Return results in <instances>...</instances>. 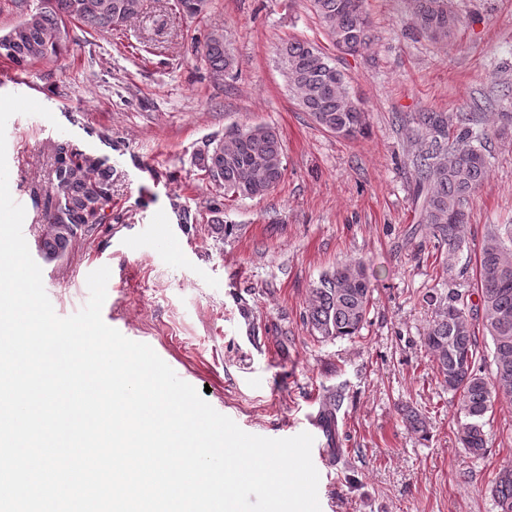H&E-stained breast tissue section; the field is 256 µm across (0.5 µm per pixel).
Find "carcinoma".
<instances>
[{
    "instance_id": "carcinoma-1",
    "label": "carcinoma",
    "mask_w": 512,
    "mask_h": 512,
    "mask_svg": "<svg viewBox=\"0 0 512 512\" xmlns=\"http://www.w3.org/2000/svg\"><path fill=\"white\" fill-rule=\"evenodd\" d=\"M414 28L444 41L456 24L448 0H405ZM313 8L336 50L365 51L372 41V23L364 0H313ZM142 0H40L20 22L0 36V59L19 67L57 56L69 43V24L110 31L138 17ZM288 89L302 111L324 130L351 137L367 128V113L352 95L349 82L322 50L301 40L277 47ZM201 59L214 80L232 78L237 63L224 34L209 33ZM450 117L422 112L418 124L431 134L415 156L420 223L445 250L448 263L464 248L466 206L489 175L480 146L485 130L477 129L475 112L457 116V133L449 136ZM196 166L217 188L232 197L267 194L285 171L277 132L256 125L235 134L226 145L212 142L199 150ZM57 201L45 214L38 241L44 258L66 254L77 229L96 221L108 201L111 172L91 157L59 153L55 162ZM478 303L469 305L459 291L433 295L435 316L423 339L443 386L458 395V438L463 448L480 458L486 451L487 416L495 400L512 399V224H488L475 261ZM374 285L366 263L353 261L324 275L312 289L306 319L318 338L334 340L361 334ZM481 324L492 341L491 374L482 366L476 336ZM492 496L497 512H512V465L495 474Z\"/></svg>"
}]
</instances>
